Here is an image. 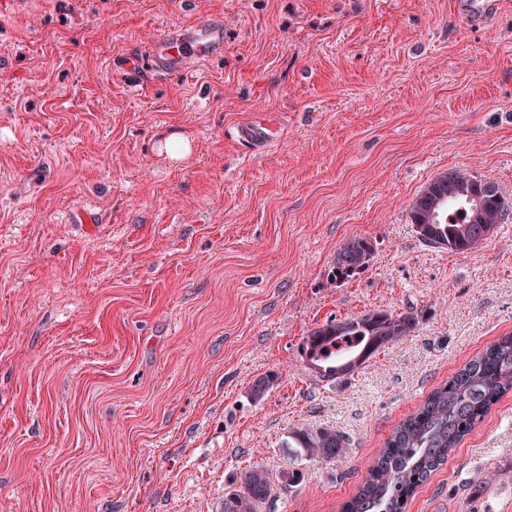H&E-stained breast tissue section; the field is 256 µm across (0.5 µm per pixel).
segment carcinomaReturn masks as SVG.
Listing matches in <instances>:
<instances>
[{
	"label": "carcinoma",
	"mask_w": 512,
	"mask_h": 512,
	"mask_svg": "<svg viewBox=\"0 0 512 512\" xmlns=\"http://www.w3.org/2000/svg\"><path fill=\"white\" fill-rule=\"evenodd\" d=\"M408 215L424 245L461 254L477 249L497 225L512 217V198L490 179L453 170L431 179L410 204ZM372 255L369 240L344 241L336 251V279L342 282L361 271ZM418 324L411 312L387 310L326 322L305 337L303 360L319 377L339 380L414 333ZM278 382L276 373L257 378L250 387L253 401H262ZM511 389L512 335L508 334L489 343L392 431L341 512H404L417 487ZM289 438L305 456L324 461L342 456L348 445L347 438L331 428L314 432L297 428ZM269 492L268 471L253 465L244 472L242 487L224 495L223 512H256Z\"/></svg>",
	"instance_id": "cac0c4a2"
}]
</instances>
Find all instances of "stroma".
Listing matches in <instances>:
<instances>
[{"label": "stroma", "mask_w": 512, "mask_h": 512, "mask_svg": "<svg viewBox=\"0 0 512 512\" xmlns=\"http://www.w3.org/2000/svg\"><path fill=\"white\" fill-rule=\"evenodd\" d=\"M27 2L0 0V512H221L255 464L302 474L257 512H338L392 430L512 333V219L464 254L408 219L451 170L512 196V0L480 27L466 0ZM215 15L222 52L110 75ZM258 112L281 133L256 149L235 129ZM354 237L373 256L336 281ZM374 310L418 327L340 381L308 368L312 329ZM296 428L348 451L306 458ZM406 512H512V391ZM294 445L288 443L290 448H300L306 457L330 461L342 456L347 448V438L331 428H322L316 431L308 429H294L291 431Z\"/></svg>", "instance_id": "1"}]
</instances>
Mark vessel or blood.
Here are the masks:
<instances>
[{"label":"vessel or blood","instance_id":"1","mask_svg":"<svg viewBox=\"0 0 512 512\" xmlns=\"http://www.w3.org/2000/svg\"><path fill=\"white\" fill-rule=\"evenodd\" d=\"M223 47L224 22L216 17L199 25L168 31L151 45V74L156 78L172 75L185 69L189 63L214 55ZM276 134L274 123L264 114L237 130L240 140L255 147L272 143Z\"/></svg>","mask_w":512,"mask_h":512}]
</instances>
